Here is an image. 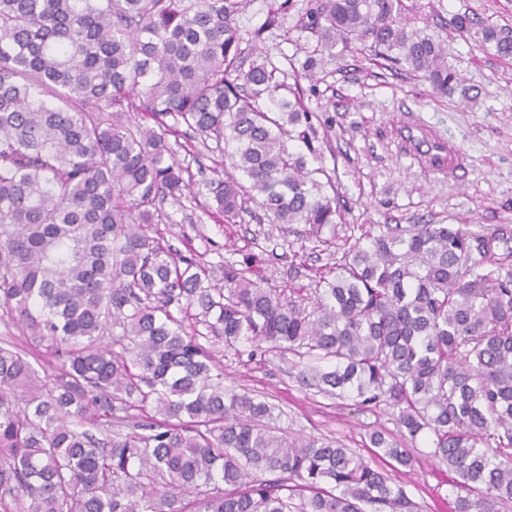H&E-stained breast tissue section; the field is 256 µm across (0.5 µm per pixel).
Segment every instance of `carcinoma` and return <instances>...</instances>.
Here are the masks:
<instances>
[{
  "label": "carcinoma",
  "instance_id": "cac0c4a2",
  "mask_svg": "<svg viewBox=\"0 0 512 512\" xmlns=\"http://www.w3.org/2000/svg\"><path fill=\"white\" fill-rule=\"evenodd\" d=\"M244 6L0 0V307L57 361L46 380L36 354L0 342V512H420L385 469L288 436L274 404L224 384L209 334L249 361L297 359L324 395L391 409L455 474V512H512V248L460 225H387L344 249L306 303L263 286L256 254L211 266L151 234L167 219L157 200L189 188L171 143L182 126L233 145L243 179L199 191L219 222L257 205L323 245L342 223L331 178L290 147L318 158L313 113L277 67L243 65ZM299 27L309 70L358 43L456 89L403 0H310ZM480 33L512 57V25ZM369 441L411 465L386 432Z\"/></svg>",
  "mask_w": 512,
  "mask_h": 512
}]
</instances>
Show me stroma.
<instances>
[{
  "label": "stroma",
  "instance_id": "1",
  "mask_svg": "<svg viewBox=\"0 0 512 512\" xmlns=\"http://www.w3.org/2000/svg\"><path fill=\"white\" fill-rule=\"evenodd\" d=\"M413 29L442 48V61L457 74L461 92L435 93L421 74L353 44L324 59L305 75L312 41L298 20L309 0H290L276 24H269L271 0H246L238 16L241 47L248 59L267 58L286 84L298 85L305 107L316 114L323 166L339 192L344 222L332 246L305 239L300 224L275 225L245 218L222 224L206 214L195 192L166 201L168 216L158 230L181 252L201 254L208 264L236 261L248 253L263 257L270 285L310 295L320 278L331 276L343 245L383 225L467 224L486 234L512 238V59L480 46L477 37L454 29L452 19L512 24V0H404ZM419 126L457 150L454 174L428 172L407 154L400 139ZM215 355L228 384L268 397L281 428L330 437L378 463L372 430L397 434L391 411H365L352 399H336L303 387L290 363L273 355L242 362L223 343ZM412 467L390 468L397 484L423 512H453V473L435 464L428 442L410 445Z\"/></svg>",
  "mask_w": 512,
  "mask_h": 512
}]
</instances>
